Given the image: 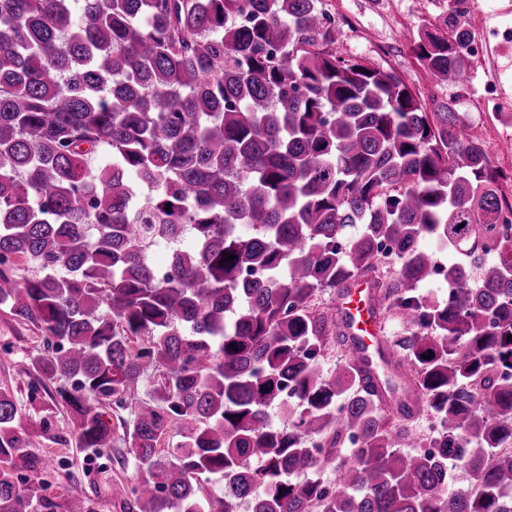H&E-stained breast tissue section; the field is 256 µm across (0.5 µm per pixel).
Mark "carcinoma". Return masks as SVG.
Instances as JSON below:
<instances>
[{
	"instance_id": "carcinoma-1",
	"label": "carcinoma",
	"mask_w": 512,
	"mask_h": 512,
	"mask_svg": "<svg viewBox=\"0 0 512 512\" xmlns=\"http://www.w3.org/2000/svg\"><path fill=\"white\" fill-rule=\"evenodd\" d=\"M338 34L321 0H0V305L42 332L29 400L66 408L79 447H112L96 405L134 407L129 512H512L505 175L462 113ZM464 45L448 17L413 51L459 80ZM15 258L41 275L14 282ZM362 278L400 331L358 359L315 299ZM329 346L348 357L325 372ZM33 447L0 390V512H92L21 484L53 466Z\"/></svg>"
}]
</instances>
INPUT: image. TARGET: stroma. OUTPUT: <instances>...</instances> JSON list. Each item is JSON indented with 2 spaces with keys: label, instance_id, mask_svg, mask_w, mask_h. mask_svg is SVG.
Returning a JSON list of instances; mask_svg holds the SVG:
<instances>
[{
  "label": "stroma",
  "instance_id": "1",
  "mask_svg": "<svg viewBox=\"0 0 512 512\" xmlns=\"http://www.w3.org/2000/svg\"><path fill=\"white\" fill-rule=\"evenodd\" d=\"M453 0H323V5L336 17L340 35L337 55L363 60L396 73L407 87L425 100L453 103L457 111L471 120L470 133L480 126L494 129L496 135L486 141L487 152L505 155L512 147V126H503L492 113L474 111L472 104L484 100L489 86L512 96V47L490 46L486 62L471 63L469 78L458 84L432 76L417 63L410 41L418 33L429 30V18L448 13ZM47 352L39 331L14 319L0 306V388L12 391L21 409L22 420L35 434V455L55 460L49 474L22 471L23 483L48 482L46 492L53 501H64L71 495H85L94 512H125L124 499L136 478V466L129 452L126 424L134 414L103 404L102 410L113 429L112 446L98 456L78 448L75 423L65 409L55 410L50 432H43L42 415L28 402L30 386L35 380L31 370L33 359ZM103 471L112 481L111 490L91 485L86 470Z\"/></svg>",
  "mask_w": 512,
  "mask_h": 512
}]
</instances>
